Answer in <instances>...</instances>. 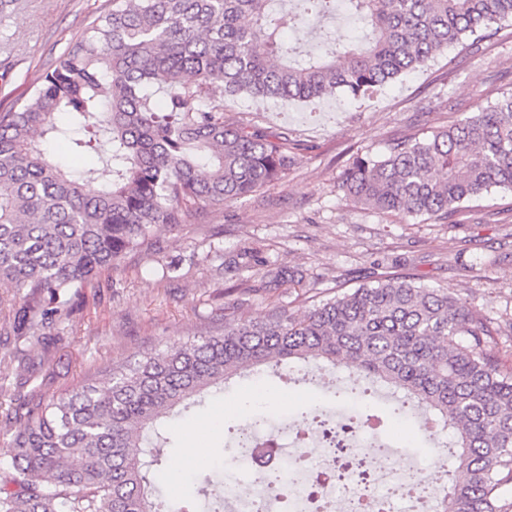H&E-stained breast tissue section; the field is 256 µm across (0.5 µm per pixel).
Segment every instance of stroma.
Masks as SVG:
<instances>
[{
    "instance_id": "1",
    "label": "stroma",
    "mask_w": 512,
    "mask_h": 512,
    "mask_svg": "<svg viewBox=\"0 0 512 512\" xmlns=\"http://www.w3.org/2000/svg\"><path fill=\"white\" fill-rule=\"evenodd\" d=\"M107 6V0H21L0 16V112L28 95L50 64ZM512 90V26L470 49L456 44L410 77L362 102L344 94L313 102H273L241 94L226 98L224 111L265 130L293 131L300 148L280 182L224 206L205 208L188 224L156 229L155 249L124 256L85 303L62 318L60 341L42 359L40 377L53 394L85 383L98 368L124 364L186 344L224 323V305L238 302L245 317L262 320L276 306L304 314L312 296L345 292L385 272L409 276L432 288L465 297L477 312L501 325L512 322V191L495 189L472 202L455 222L397 216L353 207L336 182L357 149L384 152L389 141L465 117L477 106ZM258 248L281 266L299 270L302 282L265 287V269L237 274L229 262ZM263 386L287 393L283 413L332 408L351 414L336 391L315 383L287 384L280 372L261 380L235 377L190 415L169 420L171 447L162 462L188 443L235 445L231 428L247 421L242 397ZM425 411L410 407L396 431L379 441L403 470L425 477V494L443 497L445 481L429 471L447 433H421Z\"/></svg>"
}]
</instances>
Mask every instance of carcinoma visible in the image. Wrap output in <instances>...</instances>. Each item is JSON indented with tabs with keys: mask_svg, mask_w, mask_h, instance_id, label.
<instances>
[{
	"mask_svg": "<svg viewBox=\"0 0 512 512\" xmlns=\"http://www.w3.org/2000/svg\"><path fill=\"white\" fill-rule=\"evenodd\" d=\"M109 0L41 85L0 113V282L13 288L4 334L55 345L49 329L126 254L153 247L160 224L247 197L283 178L298 144L224 117V97L357 100L448 47L512 21V0ZM343 11L359 34L303 57L283 27L316 28ZM163 76L165 87L154 90ZM64 138L99 167L72 174L43 148ZM512 191V92L427 136L358 150L338 189L356 207L452 220L463 203ZM297 273L251 254L234 265ZM499 324L446 288L404 276L263 321L224 305V329L47 398L29 379L0 401V512H187L157 491L161 424L212 387L261 366L346 363L414 399L453 432L463 477L430 512H512V367Z\"/></svg>",
	"mask_w": 512,
	"mask_h": 512,
	"instance_id": "cac0c4a2",
	"label": "carcinoma"
}]
</instances>
